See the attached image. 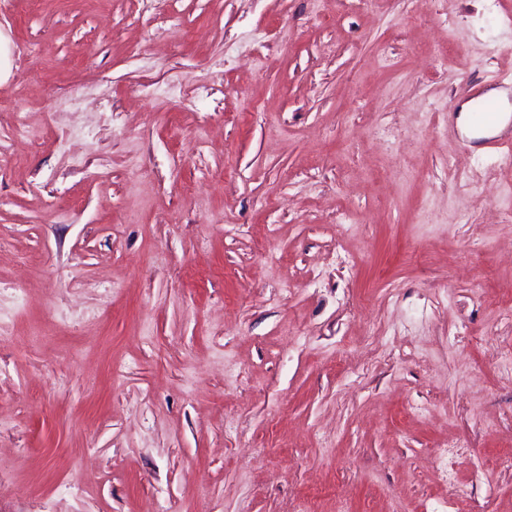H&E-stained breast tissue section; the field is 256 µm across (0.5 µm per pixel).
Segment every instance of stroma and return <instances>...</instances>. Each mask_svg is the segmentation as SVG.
Returning a JSON list of instances; mask_svg holds the SVG:
<instances>
[{
    "instance_id": "35a3bbf8",
    "label": "stroma",
    "mask_w": 512,
    "mask_h": 512,
    "mask_svg": "<svg viewBox=\"0 0 512 512\" xmlns=\"http://www.w3.org/2000/svg\"><path fill=\"white\" fill-rule=\"evenodd\" d=\"M471 83L512 0H0V512H512Z\"/></svg>"
}]
</instances>
